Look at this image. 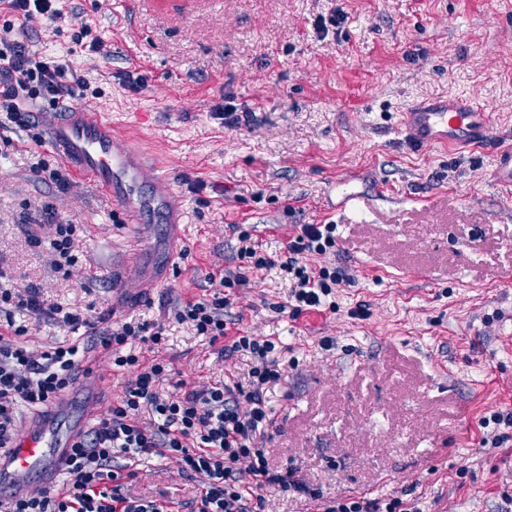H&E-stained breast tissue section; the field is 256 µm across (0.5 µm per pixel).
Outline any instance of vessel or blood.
<instances>
[{
  "mask_svg": "<svg viewBox=\"0 0 512 512\" xmlns=\"http://www.w3.org/2000/svg\"><path fill=\"white\" fill-rule=\"evenodd\" d=\"M400 125L406 140L419 150L477 149L492 135L490 113L470 96L425 98L402 112ZM47 134L60 163L78 178L93 181L111 200L115 223L149 226L144 273L124 277L117 286L128 301L137 302L164 284L179 251L185 213L169 176L153 170L132 140L118 137L111 113L96 107L52 113ZM495 179L512 186L511 145L497 149ZM99 360L96 354L86 357L77 394L33 414L11 452L0 453V497L22 499L42 487L61 490L70 450L99 411Z\"/></svg>",
  "mask_w": 512,
  "mask_h": 512,
  "instance_id": "1",
  "label": "vessel or blood"
}]
</instances>
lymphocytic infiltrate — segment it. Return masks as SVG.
I'll return each mask as SVG.
<instances>
[{
    "mask_svg": "<svg viewBox=\"0 0 512 512\" xmlns=\"http://www.w3.org/2000/svg\"><path fill=\"white\" fill-rule=\"evenodd\" d=\"M21 26L38 20L57 24L67 15L60 0H0ZM79 70L61 57L30 50L17 39L0 38V118L29 125L37 101L56 107L86 90ZM237 257L241 273L222 276L205 297L181 303L176 322L190 325L210 343L231 337L226 353L245 351L255 364L249 385L233 376L190 390L171 377L164 359L144 362L143 350L162 348L166 326L155 321L104 323L91 310H75L48 300L40 287L13 286L0 268V449L10 448L18 434L20 407L43 408L68 391L77 380L79 363L89 347L107 351L112 367L127 372L122 393L74 446L64 487L0 503V512H174L172 501L132 496L128 487L139 476L138 466L156 458L175 461L183 477L197 483L189 512H265L263 490L275 484L306 493L288 470H274L258 442L273 424L267 386L281 377L271 340L231 335L224 317L232 292L245 282V270L279 267L290 289L279 311L299 317L303 311L335 308L336 286L350 282L346 269L313 267L308 256L323 255L336 246L332 224H304L286 246L284 260L265 256L247 229H239ZM28 241L47 247L53 271L71 277L78 263L80 227L57 220L52 205L31 224ZM57 320L83 330L84 339L43 349L24 342L31 322ZM173 390L163 393L161 381Z\"/></svg>",
    "mask_w": 512,
    "mask_h": 512,
    "instance_id": "f902f5d3",
    "label": "lymphocytic infiltrate"
}]
</instances>
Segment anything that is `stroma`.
Returning <instances> with one entry per match:
<instances>
[{
    "label": "stroma",
    "instance_id": "stroma-1",
    "mask_svg": "<svg viewBox=\"0 0 512 512\" xmlns=\"http://www.w3.org/2000/svg\"><path fill=\"white\" fill-rule=\"evenodd\" d=\"M71 20L13 28L11 37L64 55L84 70L95 105L120 138L147 144L187 212L177 269L139 305L112 292L135 270L145 231L112 221L91 181L65 190L38 180L36 156L57 164L29 131L0 127V266L48 300L120 320L164 321L160 355L189 386L235 374L252 360L175 322L177 303L237 270L246 225L270 256L299 225L334 221L336 246L313 266L344 267L335 312H278L288 281L250 270L228 313L235 330L276 340L280 380L267 387L274 425L263 443L317 500L270 486L266 512H318L336 499L419 500L423 512H512V188L492 179L496 148L512 144V0H64ZM104 43L76 44L82 25ZM146 59L123 82L128 49ZM471 95L494 120L491 147L451 155L415 150L398 125L414 101ZM230 98L256 113L225 127L214 107ZM353 179L356 211L329 216L327 188ZM203 182L194 193L189 183ZM81 225L78 266L62 278L27 224L44 204ZM331 338L324 348L323 338ZM505 435L493 447L496 435ZM132 494L193 495L171 460L143 464Z\"/></svg>",
    "mask_w": 512,
    "mask_h": 512
}]
</instances>
